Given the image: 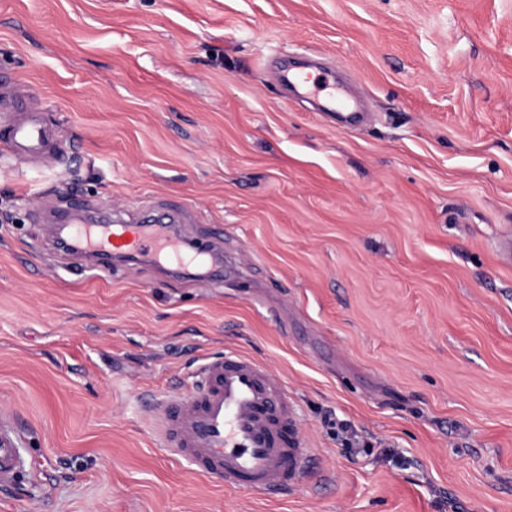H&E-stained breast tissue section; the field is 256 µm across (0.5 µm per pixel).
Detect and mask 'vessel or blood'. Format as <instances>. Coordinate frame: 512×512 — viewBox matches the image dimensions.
Masks as SVG:
<instances>
[{
    "mask_svg": "<svg viewBox=\"0 0 512 512\" xmlns=\"http://www.w3.org/2000/svg\"><path fill=\"white\" fill-rule=\"evenodd\" d=\"M0 117L5 141L17 163L60 160V136L32 103L12 100L0 81ZM66 242L72 253L100 259L99 275H111L109 259L121 250L186 266L210 264L211 254L170 234L164 224H71ZM171 452L213 483L244 488L264 497L295 487L312 459L279 381L258 361L238 354L204 363L196 389L185 397L154 402ZM23 464L20 436L10 418H0V486L14 482Z\"/></svg>",
    "mask_w": 512,
    "mask_h": 512,
    "instance_id": "b4317fda",
    "label": "vessel or blood"
}]
</instances>
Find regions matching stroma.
Masks as SVG:
<instances>
[{"label": "stroma", "mask_w": 512, "mask_h": 512, "mask_svg": "<svg viewBox=\"0 0 512 512\" xmlns=\"http://www.w3.org/2000/svg\"><path fill=\"white\" fill-rule=\"evenodd\" d=\"M316 64L340 125L284 67ZM65 160L0 146V512H512V0H0V77ZM175 210L224 254L109 280L33 222ZM235 352L319 469L256 500L148 411ZM359 437L345 447L327 419ZM23 464L18 429L9 417L0 418V487L15 481Z\"/></svg>", "instance_id": "35a3bbf8"}]
</instances>
